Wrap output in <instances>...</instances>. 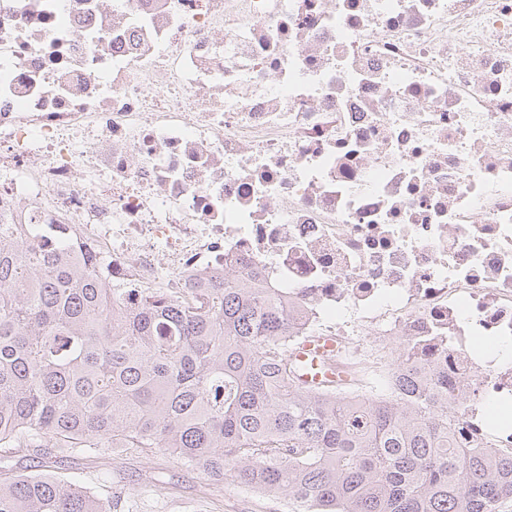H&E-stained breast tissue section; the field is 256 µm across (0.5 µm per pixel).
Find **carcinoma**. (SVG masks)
<instances>
[{
  "mask_svg": "<svg viewBox=\"0 0 512 512\" xmlns=\"http://www.w3.org/2000/svg\"><path fill=\"white\" fill-rule=\"evenodd\" d=\"M0 224V448H161L301 512H509L512 455L455 439L448 371L407 352L365 408L294 382L288 306L221 276L126 307L72 241ZM0 512H111L53 473L0 480Z\"/></svg>",
  "mask_w": 512,
  "mask_h": 512,
  "instance_id": "1",
  "label": "carcinoma"
}]
</instances>
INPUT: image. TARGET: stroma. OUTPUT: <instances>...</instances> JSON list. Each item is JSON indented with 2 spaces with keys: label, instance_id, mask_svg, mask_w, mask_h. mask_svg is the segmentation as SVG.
Returning <instances> with one entry per match:
<instances>
[{
  "label": "stroma",
  "instance_id": "1",
  "mask_svg": "<svg viewBox=\"0 0 512 512\" xmlns=\"http://www.w3.org/2000/svg\"><path fill=\"white\" fill-rule=\"evenodd\" d=\"M43 453L52 470L93 491L112 512H294L287 498L229 480L213 481L158 448L92 452L47 447Z\"/></svg>",
  "mask_w": 512,
  "mask_h": 512
}]
</instances>
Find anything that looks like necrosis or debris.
Wrapping results in <instances>:
<instances>
[{"mask_svg":"<svg viewBox=\"0 0 512 512\" xmlns=\"http://www.w3.org/2000/svg\"><path fill=\"white\" fill-rule=\"evenodd\" d=\"M0 224L130 306L245 260L341 398L411 343L512 455V0H0Z\"/></svg>","mask_w":512,"mask_h":512,"instance_id":"obj_1","label":"necrosis or debris"}]
</instances>
